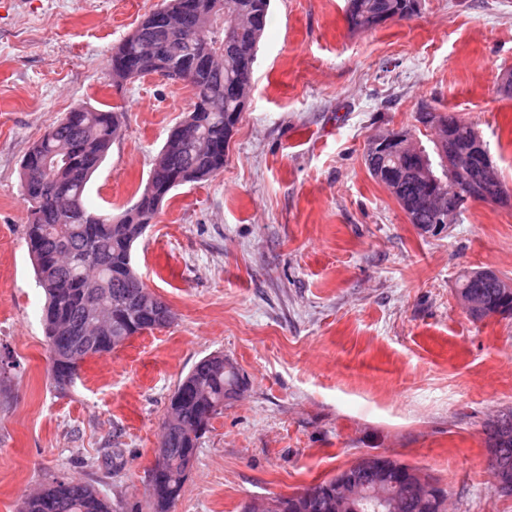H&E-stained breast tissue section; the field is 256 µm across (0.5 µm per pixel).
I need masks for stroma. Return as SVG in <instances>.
<instances>
[{"label": "stroma", "mask_w": 512, "mask_h": 512, "mask_svg": "<svg viewBox=\"0 0 512 512\" xmlns=\"http://www.w3.org/2000/svg\"><path fill=\"white\" fill-rule=\"evenodd\" d=\"M161 3L0 0V512L62 478L111 512H151L168 398L214 353L245 391L212 420L170 512H241L372 453L436 479L448 512H512L485 433L512 409V317L473 320L457 298L464 271L512 278V202H469L424 234L364 163L374 134L429 144L428 105L474 125L512 187V0H419L361 32L347 0H271L223 172L173 191L133 247L173 322L51 383L21 160L76 103L118 112L86 200L134 203L192 97L154 75L109 83L113 47Z\"/></svg>", "instance_id": "obj_1"}]
</instances>
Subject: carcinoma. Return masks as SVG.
I'll use <instances>...</instances> for the list:
<instances>
[{
  "instance_id": "cac0c4a2",
  "label": "carcinoma",
  "mask_w": 512,
  "mask_h": 512,
  "mask_svg": "<svg viewBox=\"0 0 512 512\" xmlns=\"http://www.w3.org/2000/svg\"><path fill=\"white\" fill-rule=\"evenodd\" d=\"M223 3L224 26L236 28L239 40L237 57L209 69L195 64V45L186 32L196 24V14L208 15L215 2ZM198 13L185 11L184 0H163L171 13L184 14V23L166 24L158 11L146 15L115 48L111 70L119 60H130L139 68V76L171 78L180 73L193 91L191 102L180 122L188 134L179 141H165L149 178L152 190H142L136 201L121 213L124 223L115 224L112 216L95 212L85 203L86 187L106 160L120 126L118 113L84 106L71 109L53 125L25 155L21 163L23 194L30 204L26 242L33 254L40 287L46 303L44 324L50 353L49 375L52 384L64 388L75 378L80 363L89 356L109 354L112 345L89 348L81 337L112 322V331L132 334L162 322L170 307L161 299L146 307L138 297L147 289L132 265V246L146 231L162 202L172 191L185 184L207 181L224 171L226 153L253 86L258 44L264 35L270 0H195ZM346 10L353 31L373 29L371 17L390 12L399 20L416 12L419 0H349ZM417 121L428 127L435 122L448 126L459 145V153L448 157L444 149L421 150L419 156H400L390 146L375 158H365L370 175L390 185L389 176L426 161L433 173L443 171L446 161L472 167L480 159L468 152L480 138L475 129L451 113L423 107ZM50 155L64 158L55 178L59 188L50 192L40 176L44 160ZM431 188L410 179L402 181L395 199L418 229L435 228L436 215L428 206ZM512 279L496 272L486 277L478 271L464 272L457 292L473 295L480 304L473 316L482 320L491 315H512ZM121 306L127 316L116 322L112 309ZM239 374L224 371V363L206 356L179 381L168 399V411L175 424L159 447L167 470L158 484L150 505L151 512H169L181 495L186 478L183 472L193 463L200 439L211 420L224 411V397L237 385ZM507 419L497 416L486 428L490 454L489 468L512 469V410ZM410 466L401 464L379 476L355 463L333 477L312 484L288 497V512H336V480L348 478L365 489L375 482L386 483L399 491L403 512H447L446 497H439L420 483L408 479ZM20 512H110V505L91 485L68 479L56 480L40 493L27 496Z\"/></svg>"
}]
</instances>
